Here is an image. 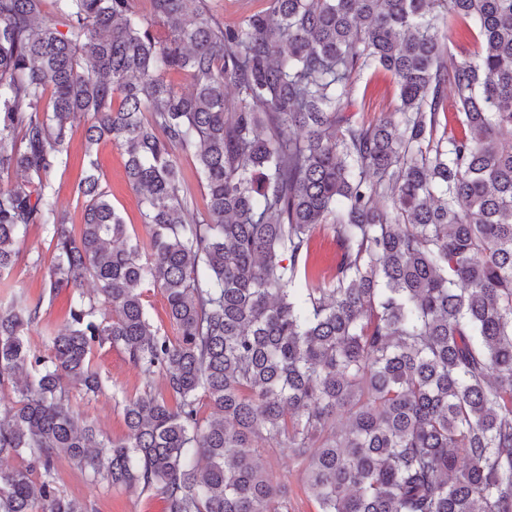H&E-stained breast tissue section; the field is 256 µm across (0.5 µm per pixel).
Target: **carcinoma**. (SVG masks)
Returning <instances> with one entry per match:
<instances>
[{"mask_svg": "<svg viewBox=\"0 0 512 512\" xmlns=\"http://www.w3.org/2000/svg\"><path fill=\"white\" fill-rule=\"evenodd\" d=\"M55 4L52 19L42 0H0V276L29 226L52 247L47 288L0 304V390L24 377L0 457L33 461L0 470V512H88L56 485L61 453L168 512H289L263 445L306 461L317 512H512V0H271L234 27L208 0ZM458 28L479 33L471 59L448 55ZM372 66L399 103L357 121L351 79ZM85 117L87 155L106 138L124 151L144 247L93 166L82 224L57 206ZM321 228L339 248L328 272L306 261ZM64 288L65 326L32 348ZM107 344L146 378L118 441L69 406L103 389ZM184 195L192 198L199 212L204 213L205 189L189 156L179 155ZM150 291L146 297V307L148 314L155 325L172 335V328L166 317V300L159 289L149 288Z\"/></svg>", "mask_w": 512, "mask_h": 512, "instance_id": "1", "label": "carcinoma"}]
</instances>
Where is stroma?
<instances>
[{
  "label": "stroma",
  "instance_id": "obj_1",
  "mask_svg": "<svg viewBox=\"0 0 512 512\" xmlns=\"http://www.w3.org/2000/svg\"><path fill=\"white\" fill-rule=\"evenodd\" d=\"M398 87L390 72L371 68L354 78L352 112L355 118L373 120L382 113L394 111L398 103ZM84 127L75 124L65 165L56 172L52 188L69 223L81 224L83 200L77 183L89 166H96L102 184L116 210L125 219L130 234L143 235L139 197L130 186L121 148L112 141H102L93 155L84 152ZM49 235L39 225L30 226L21 244V258L8 275L0 277V302H10L17 293L38 296L48 282V266L52 252ZM93 362L105 388L95 396L74 393L71 406L81 418L93 423L108 439L127 435L122 402L139 394L145 387L140 371L118 348L105 346L94 353ZM261 458L287 488L291 512H316L315 502L303 483L304 466L300 459L275 448L264 447ZM56 481L68 496L85 501L89 512H167L165 501L153 493H139L112 486L90 470L75 466L67 456H60L56 465Z\"/></svg>",
  "mask_w": 512,
  "mask_h": 512
}]
</instances>
